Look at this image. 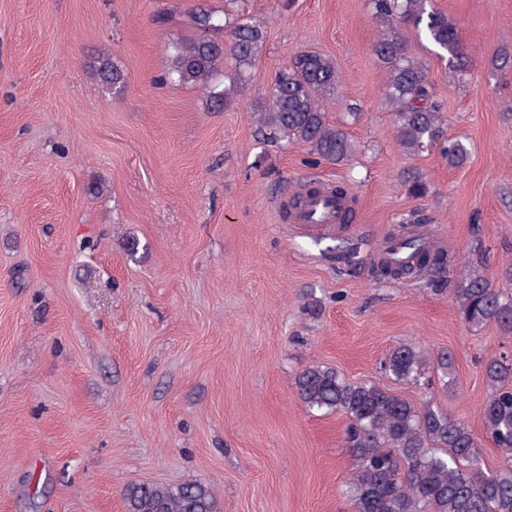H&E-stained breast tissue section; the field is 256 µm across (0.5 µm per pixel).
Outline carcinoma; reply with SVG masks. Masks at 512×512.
I'll list each match as a JSON object with an SVG mask.
<instances>
[{
  "label": "carcinoma",
  "mask_w": 512,
  "mask_h": 512,
  "mask_svg": "<svg viewBox=\"0 0 512 512\" xmlns=\"http://www.w3.org/2000/svg\"><path fill=\"white\" fill-rule=\"evenodd\" d=\"M373 15L384 28L373 53L387 69L385 94L391 104L398 145L408 154L439 149L448 165L468 157L466 145L445 134L443 106L436 99L427 69L408 56L405 30L425 38L448 64L464 70L466 55L455 24L431 0H371ZM191 33L172 45L167 79L202 89L208 109L220 112L234 100L244 75L264 39L256 21L232 22L229 14L206 4L195 6ZM235 61L236 73L220 87L224 61ZM99 78L121 90L123 73L107 60L96 69ZM335 61L322 53L301 51L275 75L268 103L258 109L256 135L272 143L304 146L319 158L341 163L353 153L348 135L332 124L323 99L336 90ZM346 198L345 188H306L292 206L323 192ZM378 265L396 278L424 270L435 283H453L452 300L470 328L496 324L512 331V296L494 288L484 267L467 262L448 270L447 255L419 234L393 236ZM428 357L414 345L392 349L381 368L395 380L428 387ZM490 393L483 407L486 437L502 464L485 466L477 442L460 421L429 399L419 404L368 383H352L335 369L312 365L295 379L299 401L310 411L343 412L349 417L345 443L354 460L352 477L356 512H512V357L484 363ZM125 512H220L212 486L134 483L123 492Z\"/></svg>",
  "instance_id": "obj_1"
}]
</instances>
